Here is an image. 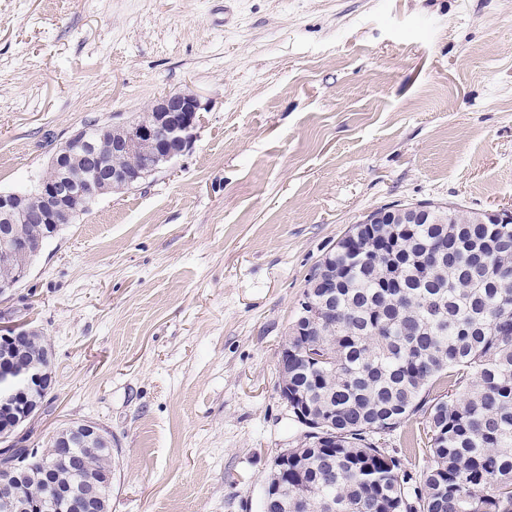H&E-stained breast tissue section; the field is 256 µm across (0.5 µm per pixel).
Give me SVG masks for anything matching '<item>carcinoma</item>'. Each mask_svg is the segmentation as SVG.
Instances as JSON below:
<instances>
[{
	"label": "carcinoma",
	"instance_id": "cac0c4a2",
	"mask_svg": "<svg viewBox=\"0 0 512 512\" xmlns=\"http://www.w3.org/2000/svg\"><path fill=\"white\" fill-rule=\"evenodd\" d=\"M429 223L392 240V224H355L325 260L343 281L336 315L289 327L288 374L326 430L288 449L280 505L262 512H512V223L465 224L433 202ZM448 242L440 262L439 241ZM28 263L0 255V279ZM441 388L432 400L426 392ZM420 415L418 481L370 436ZM112 440L89 473L112 471ZM78 481L68 459L32 462L17 496L39 502Z\"/></svg>",
	"mask_w": 512,
	"mask_h": 512
}]
</instances>
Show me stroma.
<instances>
[{
	"instance_id": "stroma-1",
	"label": "stroma",
	"mask_w": 512,
	"mask_h": 512,
	"mask_svg": "<svg viewBox=\"0 0 512 512\" xmlns=\"http://www.w3.org/2000/svg\"><path fill=\"white\" fill-rule=\"evenodd\" d=\"M208 106L0 292L57 384L21 432L112 435V512H261L307 432L277 359L312 268L394 201L512 210V0H0V192L90 122Z\"/></svg>"
}]
</instances>
